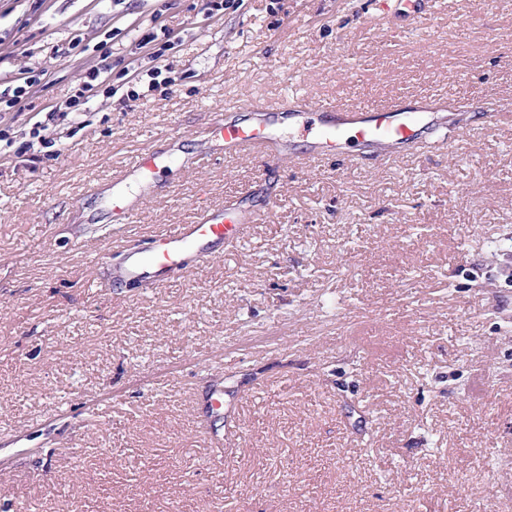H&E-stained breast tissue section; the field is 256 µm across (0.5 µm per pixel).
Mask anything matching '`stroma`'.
<instances>
[{
	"instance_id": "1",
	"label": "stroma",
	"mask_w": 512,
	"mask_h": 512,
	"mask_svg": "<svg viewBox=\"0 0 512 512\" xmlns=\"http://www.w3.org/2000/svg\"><path fill=\"white\" fill-rule=\"evenodd\" d=\"M179 81L98 97L60 155H0V512H512V0H435L415 30L379 0H0V82L43 72L27 130L135 29ZM445 101L449 152L270 169L216 154L213 113L255 99ZM180 126V139L164 135ZM177 162L130 245L271 181L272 222L160 290L114 298L100 183L154 139ZM104 256L93 266L90 255ZM221 400L213 408L212 400ZM153 30V26H147L141 30L138 46L139 48L149 47V50H153L149 55L152 58V61H156L165 55V52L169 49L172 42L170 32L164 29V32L162 31V33L166 40L160 45L159 43H155L158 40V35Z\"/></svg>"
}]
</instances>
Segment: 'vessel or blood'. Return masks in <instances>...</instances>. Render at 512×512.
<instances>
[{"instance_id":"obj_1","label":"vessel or blood","mask_w":512,"mask_h":512,"mask_svg":"<svg viewBox=\"0 0 512 512\" xmlns=\"http://www.w3.org/2000/svg\"><path fill=\"white\" fill-rule=\"evenodd\" d=\"M427 0H386L389 15L417 24L427 14ZM256 119L242 123L215 116L210 124V141L225 157L257 155L281 158L284 145L279 129L282 115L293 121L292 134L305 138L311 148L306 160L319 162L330 157H346L352 165H360L361 149L377 148L383 158L407 155L429 146L440 152L450 149L441 131V103L427 100L410 101L398 98L390 104L370 109H347L314 106L307 99L284 97L270 103L262 99L249 105ZM170 160L166 151L149 147L143 149L112 175L110 207L113 224L124 226L136 223L139 205L126 191L129 182H136L144 195L151 196L159 188L157 176ZM198 220L164 228L144 249H131L124 235L112 238L113 250L121 257L112 269L115 278L146 289L166 287L177 276L197 269L213 260L224 247L240 241L248 224L271 221L273 205L256 211L244 204L216 209L198 204Z\"/></svg>"}]
</instances>
